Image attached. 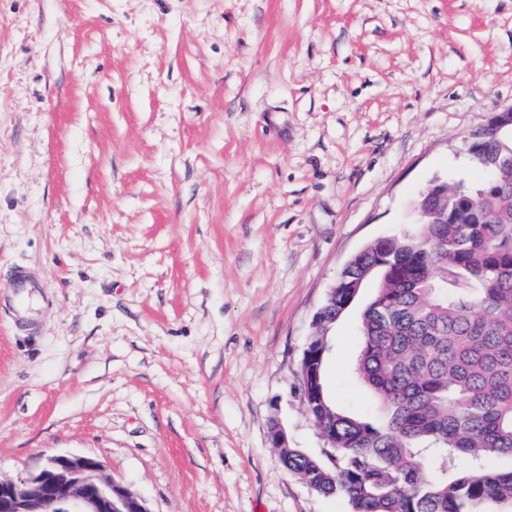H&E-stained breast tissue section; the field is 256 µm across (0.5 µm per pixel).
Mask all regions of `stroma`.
<instances>
[{"label": "stroma", "mask_w": 512, "mask_h": 512, "mask_svg": "<svg viewBox=\"0 0 512 512\" xmlns=\"http://www.w3.org/2000/svg\"><path fill=\"white\" fill-rule=\"evenodd\" d=\"M511 107L512 0H0V476L52 450L151 512H349L268 429L323 455L315 313ZM330 336L367 415L357 308ZM11 288H13L14 310L23 317L30 313L32 304L44 285L35 271L19 267L14 271Z\"/></svg>", "instance_id": "35a3bbf8"}]
</instances>
